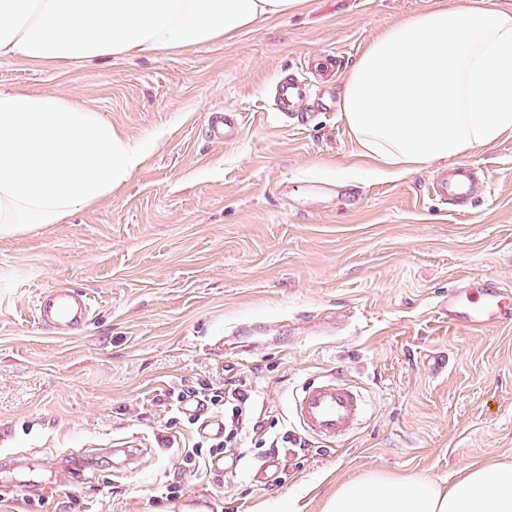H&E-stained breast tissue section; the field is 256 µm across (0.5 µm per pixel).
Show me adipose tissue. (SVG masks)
I'll return each mask as SVG.
<instances>
[{
	"label": "adipose tissue",
	"instance_id": "adipose-tissue-1",
	"mask_svg": "<svg viewBox=\"0 0 512 512\" xmlns=\"http://www.w3.org/2000/svg\"><path fill=\"white\" fill-rule=\"evenodd\" d=\"M303 0H0V60L83 63L200 47ZM360 146L398 176L512 131V9L434 4L374 38L345 74ZM143 146L73 99L0 90V224H50L139 168ZM325 512H512V462L466 467L448 486L371 473Z\"/></svg>",
	"mask_w": 512,
	"mask_h": 512
}]
</instances>
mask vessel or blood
<instances>
[{
	"mask_svg": "<svg viewBox=\"0 0 512 512\" xmlns=\"http://www.w3.org/2000/svg\"><path fill=\"white\" fill-rule=\"evenodd\" d=\"M312 87L287 74L276 85L275 100L281 116L292 125L316 121L318 112L309 109L314 97ZM241 131L240 118L218 112L208 124L209 138L216 143L234 140ZM485 177L468 164L453 165L433 182V192L444 203L468 207L478 196ZM449 324L478 331L489 327L512 325V292L471 278L449 289L442 305ZM91 314L86 294L58 286L42 291L33 304V315L44 330L58 336H72L81 331ZM367 409L361 392L336 376H326L303 385L294 402V413L302 430L311 438L333 443L351 436ZM186 413L196 421L200 433L218 436L224 432L222 418L206 413L199 401L186 402ZM180 512H220L219 502L209 494H197L179 503Z\"/></svg>",
	"mask_w": 512,
	"mask_h": 512,
	"instance_id": "obj_1",
	"label": "vessel or blood"
}]
</instances>
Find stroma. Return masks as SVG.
Instances as JSON below:
<instances>
[{
  "mask_svg": "<svg viewBox=\"0 0 512 512\" xmlns=\"http://www.w3.org/2000/svg\"><path fill=\"white\" fill-rule=\"evenodd\" d=\"M432 2L305 0L152 59L0 60L1 89L79 100L148 146L99 202L0 230V512H175L201 492L224 512H323L337 485L369 472L445 484L512 461V327L475 332L439 311L466 276L512 289V132L465 155L489 184L462 212L432 195L437 165L381 175L343 112L299 127L273 108L282 74H309L329 53L349 70ZM212 112L239 114L237 139L206 137ZM313 183L359 195L331 203L308 195ZM57 285L93 299L80 335L34 321L37 293ZM247 323L272 331L240 332ZM330 373L361 389L368 412L327 449L290 404ZM205 385L249 390L257 427L220 476L181 464L182 448L211 441L177 394ZM274 445L271 484L260 468Z\"/></svg>",
  "mask_w": 512,
  "mask_h": 512,
  "instance_id": "stroma-1",
  "label": "stroma"
}]
</instances>
